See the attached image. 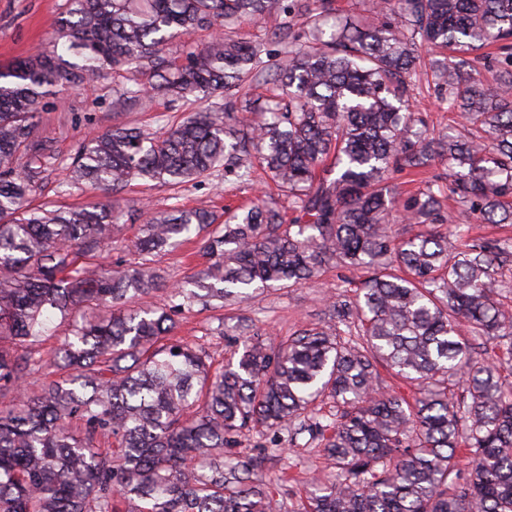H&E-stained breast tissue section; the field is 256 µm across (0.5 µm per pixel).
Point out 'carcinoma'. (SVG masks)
I'll return each mask as SVG.
<instances>
[{"label": "carcinoma", "mask_w": 512, "mask_h": 512, "mask_svg": "<svg viewBox=\"0 0 512 512\" xmlns=\"http://www.w3.org/2000/svg\"><path fill=\"white\" fill-rule=\"evenodd\" d=\"M334 0H67L51 48L0 66V512H279L250 435L309 432L338 468L315 479L301 512H512V384L482 339L507 343L512 305L501 268L512 239H472L442 197L486 224H512V0H380L359 24H327ZM274 21L288 48L216 36L173 66L163 48L195 30ZM466 123L436 135L411 111L422 49ZM491 63L497 83L475 78ZM135 68L115 106L189 96L199 109L164 135L118 124L65 161L37 135L45 100ZM273 92L269 112L239 96ZM29 159L25 167L19 160ZM445 176L399 199L393 175L434 164ZM100 193L77 207L30 206L46 173ZM260 169L293 216L255 204L224 221L208 209L140 210L132 265L104 255L132 181L174 187ZM415 224L410 235L392 224ZM196 236L203 268L170 285L159 263ZM360 272L328 321L267 342L253 321L214 366L173 336L175 316L233 308L258 290L303 287L331 267ZM164 291L167 301L150 302ZM57 319L72 326L54 364L66 375L35 392L32 351ZM29 350L17 355L14 349ZM418 387L382 390L378 367ZM335 411L317 416L316 403ZM114 441L117 449L101 446ZM470 466H457L460 454Z\"/></svg>", "instance_id": "cac0c4a2"}]
</instances>
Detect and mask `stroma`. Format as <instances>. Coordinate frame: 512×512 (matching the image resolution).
I'll use <instances>...</instances> for the list:
<instances>
[{"mask_svg": "<svg viewBox=\"0 0 512 512\" xmlns=\"http://www.w3.org/2000/svg\"><path fill=\"white\" fill-rule=\"evenodd\" d=\"M66 7V0H0V65L47 49L51 41L52 20ZM139 72L105 71L93 90L66 88L51 98L40 116L39 136L47 139L57 157L70 156L77 145L92 132H101L118 123H134L155 134H163L175 122L195 112L198 103L188 99L169 103L163 98H147L128 103L114 111V100L126 86L145 81ZM267 185L262 177L247 183L223 177L201 178L173 192L163 187L131 185L122 191L126 210L141 205L162 211L178 205L205 207L223 212L225 206L237 207L261 199ZM344 269H330L317 284L299 288H271L240 307L211 311H192L178 315L175 332L184 339L201 344L215 362L229 357L233 344L229 338L211 335L219 321L234 314L255 320L271 337L287 336L300 326L323 322L328 304L347 277ZM267 453L259 471L270 482L284 512H297L307 487L316 477L333 474L334 469L319 449L288 445L285 435L268 434L242 438L239 452L254 454L259 447Z\"/></svg>", "mask_w": 512, "mask_h": 512, "instance_id": "35a3bbf8", "label": "stroma"}]
</instances>
